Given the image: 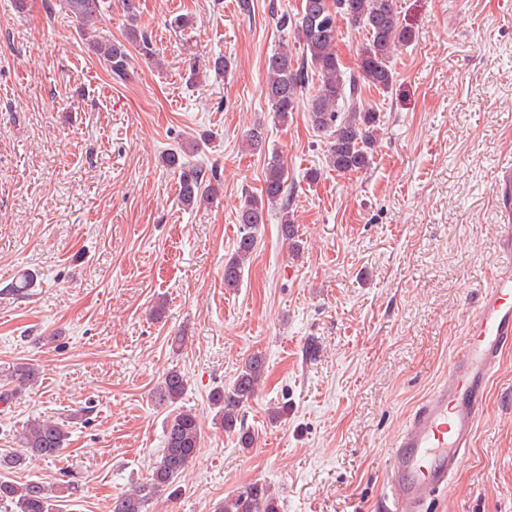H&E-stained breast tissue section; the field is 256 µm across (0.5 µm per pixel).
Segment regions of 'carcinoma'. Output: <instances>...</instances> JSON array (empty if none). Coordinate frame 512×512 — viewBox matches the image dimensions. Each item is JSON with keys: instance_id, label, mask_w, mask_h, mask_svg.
I'll use <instances>...</instances> for the list:
<instances>
[{"instance_id": "obj_1", "label": "carcinoma", "mask_w": 512, "mask_h": 512, "mask_svg": "<svg viewBox=\"0 0 512 512\" xmlns=\"http://www.w3.org/2000/svg\"><path fill=\"white\" fill-rule=\"evenodd\" d=\"M106 0H56L46 3L50 12L60 8L78 23L79 37L94 55L103 61L110 73L121 77L130 68L132 55L127 45L139 54L152 58L156 49L147 36L130 27L126 41L114 40L102 32ZM343 18L352 26L365 29L369 37L359 48V72L346 74L335 52L336 20ZM294 32L303 44L305 60L298 61L284 49L270 55L266 61L268 74L265 97L280 122L297 110L299 93L308 81V68L321 75L317 93L308 107L309 120L318 129L332 130L328 148L329 166L340 174L366 169L377 141L376 114L355 106L361 83L388 90L394 80L389 60L395 47L408 42L412 34L402 26L392 0H302L301 12L294 20ZM353 103L349 111L339 110V101ZM169 164L179 170L178 197L183 205H198L213 199L215 190L203 167L185 166L180 153L172 152ZM281 208V235L295 238V225L288 211V178L283 164L272 158L258 196L244 198L238 211L239 238L235 253L224 262V287L238 288L247 261L255 251L259 226L265 223V211ZM266 361L262 353L250 355L241 366L234 382L216 391L212 400L224 431L234 433L239 447L254 446V435L244 426V408L253 398L265 378ZM185 377L177 370L166 374L156 391L158 404L170 406L186 389ZM202 425L190 409H176L167 417L165 442L161 456L151 470L148 481L129 494L112 499L110 512H147L146 506L166 494L178 492L176 484L188 464L201 448ZM67 440L64 425L51 420L35 421L24 434L27 452L47 459L60 455ZM57 499L52 488L29 481L17 484L0 479V509L3 512H56ZM214 512H280L279 498L261 482L239 486L218 503Z\"/></svg>"}]
</instances>
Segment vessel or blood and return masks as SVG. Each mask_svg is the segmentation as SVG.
<instances>
[{
    "label": "vessel or blood",
    "mask_w": 512,
    "mask_h": 512,
    "mask_svg": "<svg viewBox=\"0 0 512 512\" xmlns=\"http://www.w3.org/2000/svg\"><path fill=\"white\" fill-rule=\"evenodd\" d=\"M506 257L470 319L448 373L412 410L390 450L384 473L383 512H428L447 492L472 444L491 380L512 348V167L496 182Z\"/></svg>",
    "instance_id": "vessel-or-blood-1"
}]
</instances>
